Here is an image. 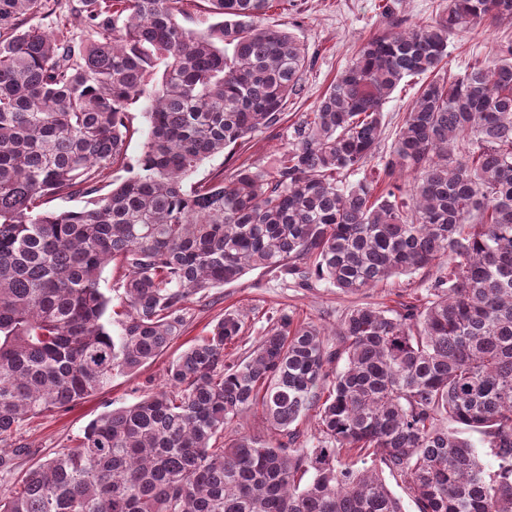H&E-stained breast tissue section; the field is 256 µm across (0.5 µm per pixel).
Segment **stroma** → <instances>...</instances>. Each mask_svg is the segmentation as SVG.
<instances>
[{"mask_svg":"<svg viewBox=\"0 0 512 512\" xmlns=\"http://www.w3.org/2000/svg\"><path fill=\"white\" fill-rule=\"evenodd\" d=\"M385 2L276 0L267 12V22L287 27L305 47L311 61L304 75L303 92L300 97L289 99L283 126L273 132L252 134L244 151L234 157L219 154L205 160L190 175V182L207 178L220 169L231 171L245 161L259 168L271 167L288 143L289 124L301 113L313 110L359 44L381 30ZM508 38H512V24L506 22L485 24L477 33L451 37L444 76H456L466 64L492 55L497 44ZM420 84V79H410L408 84L399 86L384 104L385 133L381 151H389L392 147L396 131ZM431 277V271L424 270L410 276L390 278L357 295H346L325 283L311 289L295 288L266 270L249 271L239 280L213 289L207 297L194 300L183 335L154 362L135 374L114 378L111 386L69 410L47 412L26 421L17 438L26 444L28 452L17 458L15 471L23 473L58 450L77 446L85 427L105 408L133 404L145 394L162 387L169 363L191 341L206 335L225 311L236 310L244 315L246 326L240 348L246 351L264 334L267 316L277 309L288 308L297 321L315 323L330 333L340 316L353 305L377 303L395 306L402 295L423 293Z\"/></svg>","mask_w":512,"mask_h":512,"instance_id":"stroma-1","label":"stroma"}]
</instances>
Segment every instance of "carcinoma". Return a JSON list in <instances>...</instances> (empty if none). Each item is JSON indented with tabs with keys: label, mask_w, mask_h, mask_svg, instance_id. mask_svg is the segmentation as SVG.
I'll return each mask as SVG.
<instances>
[{
	"label": "carcinoma",
	"mask_w": 512,
	"mask_h": 512,
	"mask_svg": "<svg viewBox=\"0 0 512 512\" xmlns=\"http://www.w3.org/2000/svg\"><path fill=\"white\" fill-rule=\"evenodd\" d=\"M187 2L0 0V474L27 419L155 361L196 296L250 270L348 295L434 276L396 308L349 309L334 346L280 309L234 356L244 316L224 312L164 387L101 413L0 512H404L385 470L418 512H512V40L438 77L449 38L512 22V0H447L414 23L388 0L275 166L190 187L204 159L280 126L308 55L264 22L270 0H204L220 21L202 30ZM50 16V32L32 23ZM412 76L381 154L383 105ZM141 97L146 149L115 186ZM55 196L87 201L40 209ZM111 263L118 311L100 287ZM249 413L261 433L237 429ZM446 420L482 436L493 469Z\"/></svg>",
	"instance_id": "carcinoma-1"
}]
</instances>
